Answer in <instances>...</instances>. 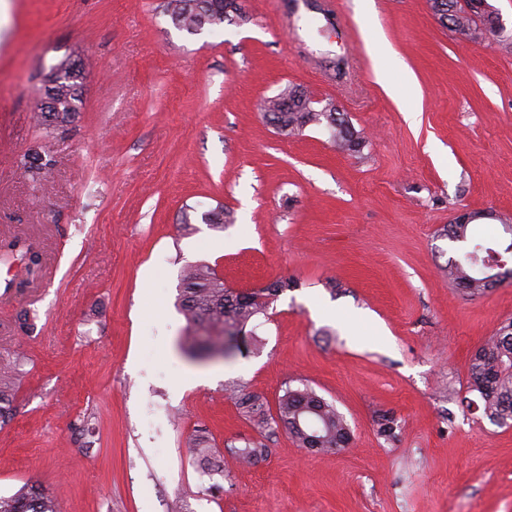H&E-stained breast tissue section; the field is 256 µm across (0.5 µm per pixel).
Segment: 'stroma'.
Masks as SVG:
<instances>
[{
  "label": "stroma",
  "mask_w": 512,
  "mask_h": 512,
  "mask_svg": "<svg viewBox=\"0 0 512 512\" xmlns=\"http://www.w3.org/2000/svg\"><path fill=\"white\" fill-rule=\"evenodd\" d=\"M242 0L198 34L162 0H0V357L27 360L0 428V494L36 481L60 512H512V426L467 406L472 353L512 319V279L448 281L460 209L512 218V0L503 36L459 40L429 0ZM81 64L66 127L36 125L51 65ZM336 103L360 152L322 125L280 135L263 115L288 85ZM52 165L24 174L32 153ZM234 217L214 230L202 216ZM33 244L30 274L5 246ZM288 290L231 356L182 343L180 275ZM35 318L20 336L14 320ZM268 407L308 384L348 448L312 454L255 433L227 397ZM391 413L396 437L377 433ZM223 448L222 477L186 452ZM228 452L238 458L242 464H252L259 459L268 456L270 448L261 440H253L245 443L244 448H237L236 446L226 445Z\"/></svg>",
  "instance_id": "obj_1"
}]
</instances>
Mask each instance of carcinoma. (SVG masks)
Segmentation results:
<instances>
[{
    "instance_id": "cac0c4a2",
    "label": "carcinoma",
    "mask_w": 512,
    "mask_h": 512,
    "mask_svg": "<svg viewBox=\"0 0 512 512\" xmlns=\"http://www.w3.org/2000/svg\"><path fill=\"white\" fill-rule=\"evenodd\" d=\"M228 0H166L165 11L173 24L180 30L196 34L207 28H217L224 23H233L226 12ZM471 5V27L493 30L497 15L487 9V0H466ZM436 14L455 21L454 13L459 10L458 0H430ZM57 88L63 90L59 101L60 111L37 113V122L42 126L67 124L79 112V83L62 71L57 76ZM268 105L274 112L269 120H277L288 128V136L300 134L309 125H326L331 138L343 149L358 152L364 141L345 126L340 112H315L298 104L282 110L279 99L272 98ZM232 221L231 214L224 207H217L205 214V222L216 229ZM448 239L459 242L462 247L456 256L448 259V279L456 287L471 295L483 294L494 287L478 274L490 251H506L511 241H504L494 247L489 242L472 236L466 224L448 225ZM291 287L286 281H276L266 288L243 291L224 286L214 269L205 264L187 267L181 276L178 307L186 319L188 336L186 352L197 360L213 356L227 357L235 347L242 330L259 315L267 314L270 300ZM18 357L0 358V424L7 423L12 416L9 396L16 385L20 370ZM468 388L479 394L484 415L491 421L507 425L512 422V320L499 329L471 356L468 369ZM230 394L242 414L249 420L261 440L245 443L242 448L227 447L229 453L246 465L268 456L270 449L263 439H268L283 428L302 448L312 453L339 452L348 447L350 429L344 416L336 406L321 397L307 384L286 387L278 399L276 414L266 409L260 396L237 384ZM311 418L315 427H309L304 419ZM189 454L201 462L207 471L220 468L218 458L221 451L205 432L200 431L188 442ZM0 512H58L57 499L36 483H25L10 495H0Z\"/></svg>"
}]
</instances>
